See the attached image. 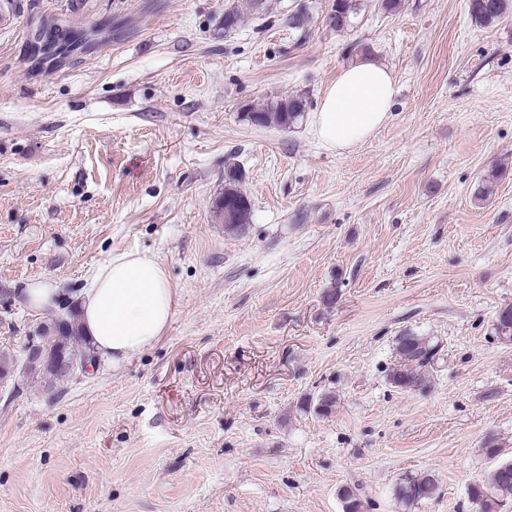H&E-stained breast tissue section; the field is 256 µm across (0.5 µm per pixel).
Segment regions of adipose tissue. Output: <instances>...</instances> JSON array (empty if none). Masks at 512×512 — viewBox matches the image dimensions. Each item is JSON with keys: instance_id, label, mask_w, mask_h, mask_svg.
Masks as SVG:
<instances>
[{"instance_id": "ef3b65f1", "label": "adipose tissue", "mask_w": 512, "mask_h": 512, "mask_svg": "<svg viewBox=\"0 0 512 512\" xmlns=\"http://www.w3.org/2000/svg\"><path fill=\"white\" fill-rule=\"evenodd\" d=\"M395 95L389 67L369 55L359 58L325 88L311 131L326 150L347 152L388 122ZM78 299L83 336L116 363L160 340L176 306L163 263L143 252L111 256L93 270Z\"/></svg>"}]
</instances>
